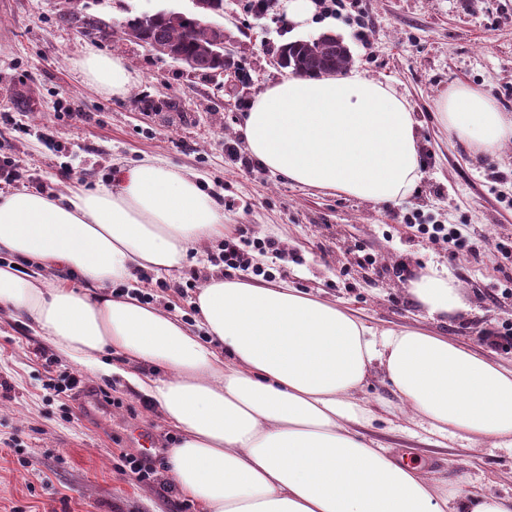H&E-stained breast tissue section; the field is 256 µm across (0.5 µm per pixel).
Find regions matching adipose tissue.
Returning <instances> with one entry per match:
<instances>
[{"instance_id": "ef3b65f1", "label": "adipose tissue", "mask_w": 512, "mask_h": 512, "mask_svg": "<svg viewBox=\"0 0 512 512\" xmlns=\"http://www.w3.org/2000/svg\"><path fill=\"white\" fill-rule=\"evenodd\" d=\"M82 68L104 91L127 92L119 60L93 55ZM438 109L473 151L512 142V114L480 90L450 87ZM240 129L283 179L374 205L405 198L421 177L407 102L354 71L288 76L259 93ZM224 229L196 176L160 160L120 168L113 189L0 192V254L37 266L0 265V310L149 398L177 433L167 471L201 512H512V498L492 492L449 495L423 464L361 433L379 418L361 396L377 368L413 427L510 448L512 366L425 328L368 325L286 284L212 276L193 325L131 295L138 271L179 268ZM59 267L78 281L52 278ZM408 291L433 317L466 309L434 270Z\"/></svg>"}]
</instances>
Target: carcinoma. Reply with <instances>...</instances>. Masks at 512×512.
I'll use <instances>...</instances> for the list:
<instances>
[{"instance_id":"cac0c4a2","label":"carcinoma","mask_w":512,"mask_h":512,"mask_svg":"<svg viewBox=\"0 0 512 512\" xmlns=\"http://www.w3.org/2000/svg\"><path fill=\"white\" fill-rule=\"evenodd\" d=\"M216 15H224V0H216L215 9L207 17L180 13L170 18L148 19L143 27V44L148 47L156 43L170 44L190 71L210 76L220 59L212 52L215 40L221 35V30L213 27ZM288 49V68L299 75L335 73L349 63L347 48L331 37L316 42L298 41Z\"/></svg>"}]
</instances>
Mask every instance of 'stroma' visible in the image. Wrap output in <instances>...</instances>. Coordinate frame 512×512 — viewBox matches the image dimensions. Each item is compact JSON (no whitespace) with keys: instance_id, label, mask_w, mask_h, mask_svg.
<instances>
[{"instance_id":"1","label":"stroma","mask_w":512,"mask_h":512,"mask_svg":"<svg viewBox=\"0 0 512 512\" xmlns=\"http://www.w3.org/2000/svg\"><path fill=\"white\" fill-rule=\"evenodd\" d=\"M289 0L266 11L224 0V41L235 51L222 84L192 73L149 47L88 35L60 20L62 0H0V143L17 164L0 191L27 189L56 196L79 183L110 185L121 167L157 157L198 174L203 190L224 207V221L246 239H272L279 256L254 253L260 285L285 282L356 310L380 328L421 326L504 363L512 362V263L493 240L512 239V144L475 153L437 119V102L450 86L486 92L512 113V0H336L310 27L288 21ZM171 9L192 13L191 0H88L85 16L120 28L127 17ZM335 34L350 51V66L392 86L417 122L422 178L395 204L372 205L332 190L283 181L253 163L242 167L226 152L246 153L236 126L264 88L288 77L282 48L295 40ZM92 54L120 59L133 76L128 92L102 91L83 72ZM421 224H467L485 235L479 258L418 233ZM213 238L171 273L138 279L154 302L193 321L197 289L192 271L217 274ZM376 262L361 266L364 254ZM448 270L465 314L430 317L407 291L429 267ZM184 285L177 293L175 285ZM54 347L22 320L0 312V512H177L179 492L142 487L120 469V452L165 455L177 435L143 395L119 377L86 374L89 390L110 403L84 410L77 397L50 394L49 380L77 371L57 357L49 372L36 349ZM367 439L429 463L449 494L512 495V447L478 452L428 443L404 431L396 416L364 427Z\"/></svg>"}]
</instances>
